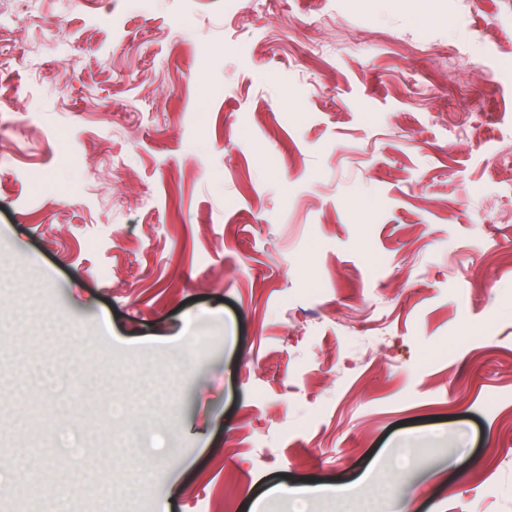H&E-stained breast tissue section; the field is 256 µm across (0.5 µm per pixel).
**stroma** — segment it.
<instances>
[{
    "instance_id": "35a3bbf8",
    "label": "stroma",
    "mask_w": 512,
    "mask_h": 512,
    "mask_svg": "<svg viewBox=\"0 0 512 512\" xmlns=\"http://www.w3.org/2000/svg\"><path fill=\"white\" fill-rule=\"evenodd\" d=\"M0 15L9 512H512V0Z\"/></svg>"
}]
</instances>
